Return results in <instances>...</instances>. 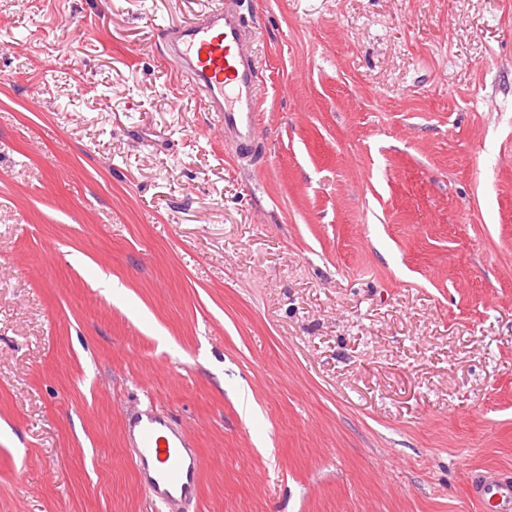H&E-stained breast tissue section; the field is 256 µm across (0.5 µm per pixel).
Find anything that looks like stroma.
<instances>
[{
  "label": "stroma",
  "instance_id": "1",
  "mask_svg": "<svg viewBox=\"0 0 512 512\" xmlns=\"http://www.w3.org/2000/svg\"><path fill=\"white\" fill-rule=\"evenodd\" d=\"M210 0H0V512H480L512 476V0H247L238 166L158 27ZM123 428L135 475L152 502L167 512L196 503L202 459L190 436L152 408L127 411ZM470 497L481 508L490 505L500 510L497 512H510L512 481L491 474H475L470 481Z\"/></svg>",
  "mask_w": 512,
  "mask_h": 512
}]
</instances>
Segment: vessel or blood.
<instances>
[{
	"instance_id": "obj_1",
	"label": "vessel or blood",
	"mask_w": 512,
	"mask_h": 512,
	"mask_svg": "<svg viewBox=\"0 0 512 512\" xmlns=\"http://www.w3.org/2000/svg\"><path fill=\"white\" fill-rule=\"evenodd\" d=\"M158 35L175 75L214 113L224 142L240 162L256 164L260 151V65L246 52L258 39L256 21L246 19L242 0H212L208 11ZM124 441L137 480L154 504L183 512L197 502L202 459L190 436L154 409L131 410L123 420ZM470 497L479 506L512 512V481L473 475Z\"/></svg>"
}]
</instances>
